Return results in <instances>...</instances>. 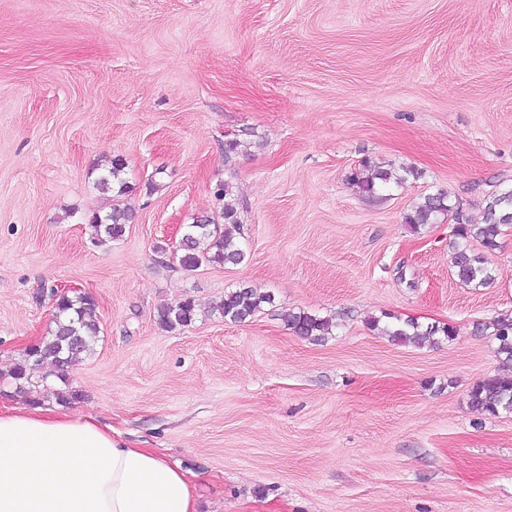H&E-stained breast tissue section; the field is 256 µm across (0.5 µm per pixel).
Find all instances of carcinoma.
<instances>
[{"label": "carcinoma", "mask_w": 512, "mask_h": 512, "mask_svg": "<svg viewBox=\"0 0 512 512\" xmlns=\"http://www.w3.org/2000/svg\"><path fill=\"white\" fill-rule=\"evenodd\" d=\"M125 162L114 157L110 166L98 177L96 188L103 193L115 192L112 208L104 215L94 214L89 218L92 229L91 243L107 246L123 239L134 214L121 202L129 192L124 179ZM406 178L394 169L366 160L362 167L351 172L348 182L361 196L372 202L384 199L383 191L391 185H400ZM483 221L480 224L456 225L454 238L449 242L450 264L457 280L465 286L485 287L496 280L483 256L472 248L474 240L485 250L499 247L503 228L512 224V185H504L484 199ZM453 212L448 193L439 190L423 195L405 214L404 223L417 233L436 223L441 215ZM240 221L237 211L224 207V223L218 224L209 217H198L187 225L179 245V264L186 272H194L203 265H239L246 252L238 235ZM53 300L54 327L49 335L27 349L21 360L6 370H0V379L9 380L19 392L31 396L34 403L41 402L35 396L38 388L49 378L58 379L62 386L54 393L55 402L69 406L83 398L81 390L69 384V369L80 359L94 353V344L99 333V324L92 319L96 307L94 297L86 292L51 293ZM274 295L261 292L250 286L231 288L213 306V311L231 323H244L251 319L266 304H273ZM158 323L169 331L190 326L197 317L193 298L184 297L176 303L163 304L157 308ZM288 329L301 339L319 342L330 335L332 319L305 311L292 312L285 318ZM371 328L398 344L429 343L435 346L449 341L454 336L449 326L431 325L426 328L398 316L386 315V321L373 318ZM493 336L499 342L497 354L502 363L512 368V316L500 317L492 324ZM469 406L482 415L496 416L500 412L512 411V373L497 372L476 382L469 392Z\"/></svg>", "instance_id": "cac0c4a2"}]
</instances>
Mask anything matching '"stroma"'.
<instances>
[{
  "label": "stroma",
  "mask_w": 512,
  "mask_h": 512,
  "mask_svg": "<svg viewBox=\"0 0 512 512\" xmlns=\"http://www.w3.org/2000/svg\"><path fill=\"white\" fill-rule=\"evenodd\" d=\"M115 156L135 219L96 247ZM366 159L416 174L372 203L347 181ZM502 181L512 0H0V367L70 287L100 325L73 412L180 465L199 512H512V412L468 404L502 367L487 326L512 315V228L484 254L494 285L448 266L457 218L481 223ZM439 189L459 216L413 232ZM228 203L245 261L183 271L177 228ZM242 285L273 304L212 312ZM187 295L195 322L163 329ZM299 310L332 335L295 336ZM387 313L454 337L394 343L368 325ZM197 305L191 297H184L176 303L163 304L157 308L158 323L169 331L190 326L197 317ZM288 329L301 339L319 342L330 335L333 325L332 319L305 311L289 313L285 318Z\"/></svg>",
  "instance_id": "1"
}]
</instances>
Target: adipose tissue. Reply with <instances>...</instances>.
Returning a JSON list of instances; mask_svg holds the SVG:
<instances>
[{"label":"adipose tissue","instance_id":"1","mask_svg":"<svg viewBox=\"0 0 512 512\" xmlns=\"http://www.w3.org/2000/svg\"><path fill=\"white\" fill-rule=\"evenodd\" d=\"M0 512H197L184 473L94 417L0 409Z\"/></svg>","mask_w":512,"mask_h":512}]
</instances>
